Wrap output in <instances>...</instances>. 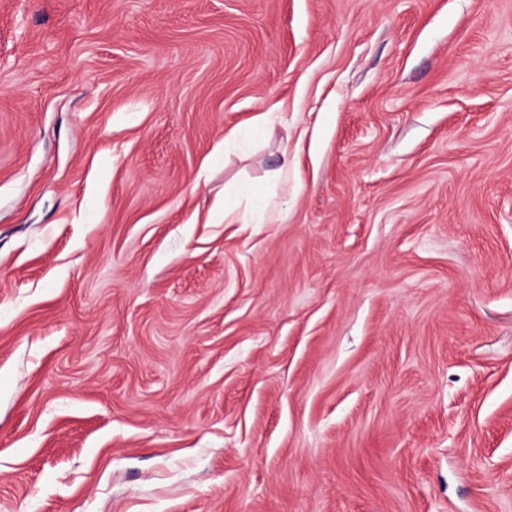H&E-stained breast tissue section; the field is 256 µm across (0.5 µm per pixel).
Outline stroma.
<instances>
[{
    "label": "stroma",
    "mask_w": 512,
    "mask_h": 512,
    "mask_svg": "<svg viewBox=\"0 0 512 512\" xmlns=\"http://www.w3.org/2000/svg\"><path fill=\"white\" fill-rule=\"evenodd\" d=\"M0 512H512V0H0Z\"/></svg>",
    "instance_id": "35a3bbf8"
}]
</instances>
